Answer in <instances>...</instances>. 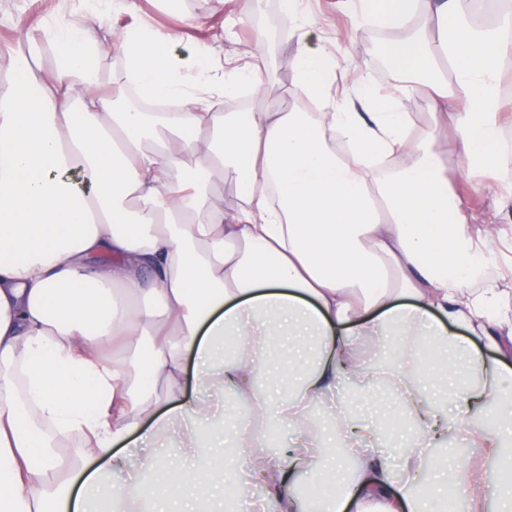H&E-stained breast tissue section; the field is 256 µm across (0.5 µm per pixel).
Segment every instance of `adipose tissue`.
Listing matches in <instances>:
<instances>
[{
	"instance_id": "ef3b65f1",
	"label": "adipose tissue",
	"mask_w": 512,
	"mask_h": 512,
	"mask_svg": "<svg viewBox=\"0 0 512 512\" xmlns=\"http://www.w3.org/2000/svg\"><path fill=\"white\" fill-rule=\"evenodd\" d=\"M260 3L236 20L254 66L217 78L201 52L190 85L168 31L112 33L127 82L179 99L178 112L132 111L102 89L87 25L44 24L0 77V512H49L54 496L63 512H224L241 482L261 490L263 512H433L452 490L467 512H512V440L469 416L497 407L512 372L454 332L481 330L512 357L498 289L472 286L495 258L494 230L472 235L435 139L409 136L399 110L425 97L467 168L511 166L500 53L512 16L477 27L468 0H358L354 25L398 30L382 55L399 82L382 94L366 75L340 97L352 58L311 49L298 0H281L296 20L294 91L321 109L280 112L262 100ZM46 44L56 65L34 73ZM245 87L249 111H212L211 92ZM161 126L170 138L150 146ZM218 171L232 208L213 195ZM383 336L397 357L370 363ZM190 358L202 394L178 402ZM344 380L363 398L394 392L401 447L347 408L335 433L353 463L331 456L308 408ZM253 421L266 428L257 440L241 428ZM283 423L288 451L275 447ZM57 431L82 435L73 458L46 452ZM459 431L481 450L480 483L433 446ZM171 434L178 465L155 451ZM98 459L114 481L88 470ZM323 470L326 492L305 499L296 480ZM146 471L161 476L154 488Z\"/></svg>"
}]
</instances>
